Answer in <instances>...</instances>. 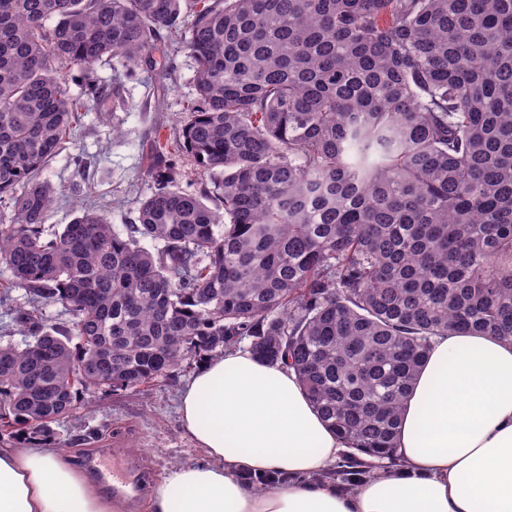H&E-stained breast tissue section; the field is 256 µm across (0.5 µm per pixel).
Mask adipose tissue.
Returning <instances> with one entry per match:
<instances>
[{"mask_svg": "<svg viewBox=\"0 0 512 512\" xmlns=\"http://www.w3.org/2000/svg\"><path fill=\"white\" fill-rule=\"evenodd\" d=\"M196 459L170 468L147 512H512V339L435 338L407 398L399 473L352 492L311 482L344 448L293 370L225 352L180 397ZM0 512H124L65 450L0 447Z\"/></svg>", "mask_w": 512, "mask_h": 512, "instance_id": "obj_1", "label": "adipose tissue"}]
</instances>
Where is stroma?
I'll return each instance as SVG.
<instances>
[{
    "label": "stroma",
    "mask_w": 512,
    "mask_h": 512,
    "mask_svg": "<svg viewBox=\"0 0 512 512\" xmlns=\"http://www.w3.org/2000/svg\"><path fill=\"white\" fill-rule=\"evenodd\" d=\"M194 62L187 51L175 49L171 70L143 73L141 80L124 82L114 90L111 67L98 68L101 100L87 113L72 143L66 144L44 172L56 190L48 224L62 229L79 213L83 202L75 184L72 154L86 159V181L95 188L96 208L111 223H130L139 202L154 184L146 173V145L153 137L175 139L193 98ZM11 274L0 265V344L22 343L15 321L17 307L27 306L23 290L9 289ZM193 369L181 368L137 389L96 393L79 405L73 416L52 423V443L69 451L77 464L101 458L110 474L120 475L125 458L141 463L148 485L158 483L166 470L194 458L197 450L183 432L179 397L192 380Z\"/></svg>",
    "instance_id": "35a3bbf8"
}]
</instances>
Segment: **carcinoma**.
<instances>
[{
  "label": "carcinoma",
  "instance_id": "cac0c4a2",
  "mask_svg": "<svg viewBox=\"0 0 512 512\" xmlns=\"http://www.w3.org/2000/svg\"><path fill=\"white\" fill-rule=\"evenodd\" d=\"M173 44L195 96L172 155L206 180L154 166L124 229L87 208L46 234L40 175L96 67ZM0 208L12 287L69 317L16 309L1 435L246 341L347 441L323 478L353 491L400 466L435 337H512V0H0Z\"/></svg>",
  "mask_w": 512,
  "mask_h": 512
}]
</instances>
